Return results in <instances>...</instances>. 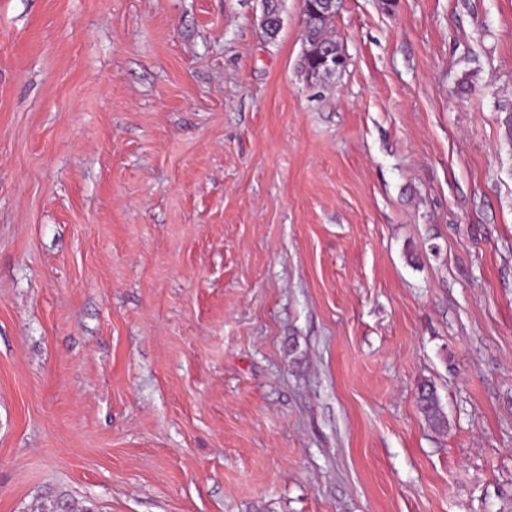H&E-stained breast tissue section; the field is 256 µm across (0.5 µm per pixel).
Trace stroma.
I'll return each mask as SVG.
<instances>
[{"label": "stroma", "instance_id": "stroma-1", "mask_svg": "<svg viewBox=\"0 0 512 512\" xmlns=\"http://www.w3.org/2000/svg\"><path fill=\"white\" fill-rule=\"evenodd\" d=\"M261 15L0 0V512H512V0ZM303 8V37L307 48L302 56V68L306 71L307 75L311 71H316L315 77L320 72H325L326 75L332 76L336 74V70L339 67L345 65L344 56L327 52L322 57L323 64L317 70L316 68L322 55L319 52L321 48L330 47L335 52H342L338 43L327 35V29L330 28L335 16L332 13L315 16L311 11V5L308 3H305ZM418 403L420 412L429 425L439 427L444 422L436 391L431 383L420 384Z\"/></svg>", "mask_w": 512, "mask_h": 512}]
</instances>
